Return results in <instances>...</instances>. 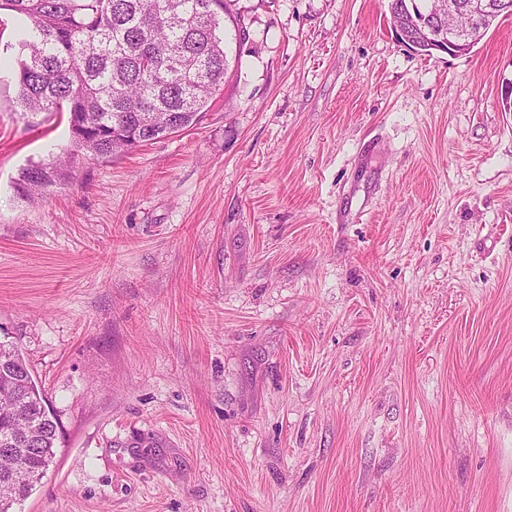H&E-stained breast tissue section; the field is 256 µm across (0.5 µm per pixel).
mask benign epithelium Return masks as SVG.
Here are the masks:
<instances>
[{
	"mask_svg": "<svg viewBox=\"0 0 512 512\" xmlns=\"http://www.w3.org/2000/svg\"><path fill=\"white\" fill-rule=\"evenodd\" d=\"M467 9L472 25L457 27H427L421 42L409 45V49H430L454 55L467 54L478 43L481 37L497 25L503 10L491 6L489 0H469Z\"/></svg>",
	"mask_w": 512,
	"mask_h": 512,
	"instance_id": "1",
	"label": "benign epithelium"
}]
</instances>
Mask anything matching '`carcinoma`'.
<instances>
[{"mask_svg":"<svg viewBox=\"0 0 512 512\" xmlns=\"http://www.w3.org/2000/svg\"><path fill=\"white\" fill-rule=\"evenodd\" d=\"M235 0H0L16 25L17 104L68 114L70 144L24 168L21 197L46 195L87 160H105L197 125L224 94ZM388 0L407 33L423 16ZM59 426L20 353L0 342V512L29 497L56 458ZM6 448H25L12 458ZM27 468L32 479L7 481Z\"/></svg>","mask_w":512,"mask_h":512,"instance_id":"cac0c4a2","label":"carcinoma"}]
</instances>
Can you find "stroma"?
I'll use <instances>...</instances> for the list:
<instances>
[{"label": "stroma", "mask_w": 512, "mask_h": 512, "mask_svg": "<svg viewBox=\"0 0 512 512\" xmlns=\"http://www.w3.org/2000/svg\"><path fill=\"white\" fill-rule=\"evenodd\" d=\"M192 129L18 197L66 118L0 34V341L56 414L17 512H512V15L238 0ZM393 1H399V5H403L408 9L411 8L410 1L412 0H388L387 4L394 23H398L401 28L409 34H412L416 19L421 18L423 15L424 19L426 18L425 22H428V19H430V21L433 20L434 23L439 21L448 23V13L452 12L456 6V2L451 0H447L448 5L444 3V1L438 0H414L419 5H422L424 1H429L432 16L428 18L420 11L421 7H416V10H413V15L412 12L409 14L400 7L393 6ZM497 1L500 0H491L492 3ZM457 2L459 3V7H463L467 1L458 0ZM491 2L485 0H471L467 2V9L472 19V25L468 27H457L451 24H448V27L427 26V33L423 35L421 42H413V44L408 43L409 47L400 41L404 33L400 30V27L395 26L394 23L392 26L393 31L396 39L403 44V46L414 51L418 49H430L454 55L467 54L484 34L497 25V20L504 11V9L492 7Z\"/></svg>", "instance_id": "obj_1"}]
</instances>
